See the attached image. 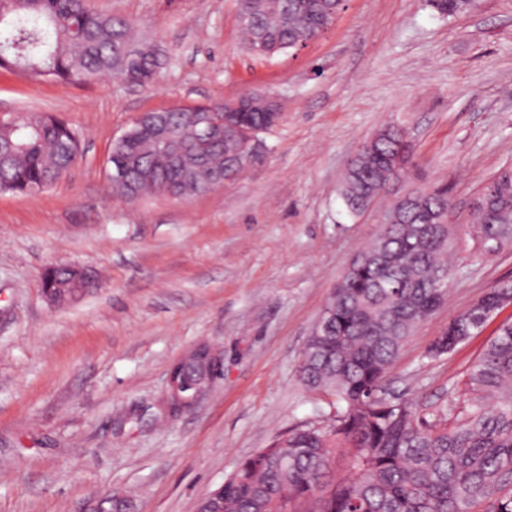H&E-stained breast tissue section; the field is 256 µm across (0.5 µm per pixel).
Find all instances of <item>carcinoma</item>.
<instances>
[{
    "label": "carcinoma",
    "instance_id": "1",
    "mask_svg": "<svg viewBox=\"0 0 512 512\" xmlns=\"http://www.w3.org/2000/svg\"><path fill=\"white\" fill-rule=\"evenodd\" d=\"M252 23L239 25L247 51L263 45L272 54L296 49L316 37L339 13L340 0H250ZM440 13L469 9L471 0H432ZM147 49L139 65L151 79L162 67L150 45L134 40L128 22L88 7L84 0H0V69L31 81L90 84L124 76L123 48ZM206 107L164 111L193 152L200 127L185 115ZM241 123L269 129L262 109L240 115ZM404 137L379 131L359 150L353 173L344 177L342 197L359 212L364 198L383 190L388 158ZM209 165L232 179L240 169L226 159L243 152L237 140H212ZM136 164L138 196L169 191L192 197L208 191L204 174L184 192V174L156 152L145 133L129 149ZM82 155L79 133L52 114L9 117L0 122V192L31 193L53 186ZM493 201L474 210L473 241L491 254L512 244V170L497 174ZM450 205L448 186L422 192L411 206L395 202L393 222L382 224L358 251L325 304L328 333L309 336L298 365L301 383L336 395L340 409L329 432L295 429L246 457L217 496L201 502L204 512H512V323L473 363L463 413L453 404L426 415L410 401L383 392L385 378L415 326L436 311L449 279L448 253L457 227L438 224L435 212ZM55 288L73 284L74 272L54 267L44 274ZM512 295V282L483 295L450 322L430 346L440 357L477 333ZM348 460L350 475L336 478V456Z\"/></svg>",
    "mask_w": 512,
    "mask_h": 512
}]
</instances>
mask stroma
<instances>
[{"label":"stroma","instance_id":"stroma-1","mask_svg":"<svg viewBox=\"0 0 512 512\" xmlns=\"http://www.w3.org/2000/svg\"><path fill=\"white\" fill-rule=\"evenodd\" d=\"M158 50L154 80L32 82L0 69V114H55L82 157L51 188L0 193V512H86L108 493L134 512H197L238 464L298 428L335 424L334 396L298 377L307 336L392 199L448 185L462 241L441 306L416 325L388 376L423 412L465 405L466 373L503 308L452 353L427 350L456 315L512 282V247L473 254L482 183L512 168V0L453 16L430 0H346L304 48L243 50L236 0H91ZM251 92L282 115L261 161L187 199L110 192L112 143L139 113L213 105ZM410 144L405 174L362 213L341 185L379 130ZM95 272L96 288L52 306L44 271ZM197 343L222 374L186 410L167 371Z\"/></svg>","mask_w":512,"mask_h":512}]
</instances>
